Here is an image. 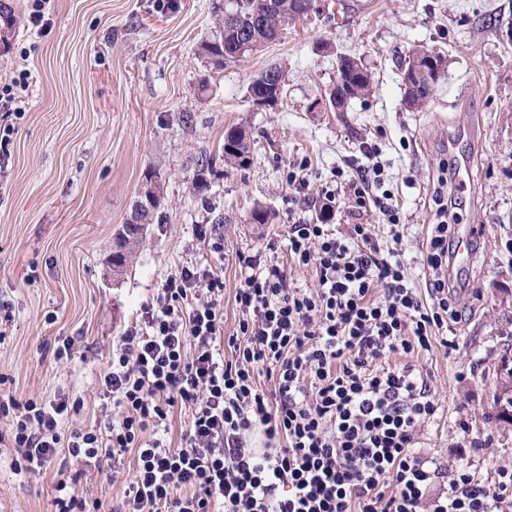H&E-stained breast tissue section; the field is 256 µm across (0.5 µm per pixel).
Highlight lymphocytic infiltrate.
<instances>
[{
	"mask_svg": "<svg viewBox=\"0 0 512 512\" xmlns=\"http://www.w3.org/2000/svg\"><path fill=\"white\" fill-rule=\"evenodd\" d=\"M30 77L22 68L0 81V159L25 117ZM447 187L440 172L424 257L433 276L422 291L401 249L380 243L374 216L396 227L402 214L377 164L336 168L321 187L328 205L349 209L347 232L300 214L288 226L287 262L272 241L239 254L235 335L224 334L222 270L178 268L112 350L102 392L113 416L103 425L70 427L80 405L61 391L0 401L15 470L40 471L63 450L96 465L133 453L116 512H504L511 467L489 488L466 467L415 451L438 400L428 375L389 362L455 346L446 335L461 317ZM293 264L312 268L316 286H299ZM180 408L189 420L175 448L169 422ZM258 434L264 447L252 444Z\"/></svg>",
	"mask_w": 512,
	"mask_h": 512,
	"instance_id": "f902f5d3",
	"label": "lymphocytic infiltrate"
}]
</instances>
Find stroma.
I'll use <instances>...</instances> for the list:
<instances>
[{
    "instance_id": "stroma-1",
    "label": "stroma",
    "mask_w": 512,
    "mask_h": 512,
    "mask_svg": "<svg viewBox=\"0 0 512 512\" xmlns=\"http://www.w3.org/2000/svg\"><path fill=\"white\" fill-rule=\"evenodd\" d=\"M213 0H55L51 31L21 29L17 43L38 42L28 59L0 55V80L18 66L31 72L29 105L8 162L0 164V393L49 397L64 390L84 402L78 422L101 420V379L113 341L135 321L142 301L178 267L211 264L224 274V333L239 329L234 293L239 253L284 241L293 211L318 222L323 177L379 159L403 214L405 264L424 286L423 256L434 222L433 178L440 164L469 159L455 176L462 202L456 231L489 225L471 258L457 257L456 347L393 356L430 373L439 403L421 426L417 450L462 464L484 485L512 467V424L498 419L500 360L512 346V0H319V13L283 27L278 37L217 69L196 49L214 27ZM420 45L445 60L426 108L403 104L401 69ZM355 57L375 80L370 97L346 112H314L311 103L336 81V58ZM284 72L287 96L274 110L246 94L267 67ZM248 126L246 168L216 164L196 191L198 161L216 152L225 131ZM308 162L305 195L288 184V165ZM166 176L164 199L121 274L112 254L129 221L144 172ZM275 215L256 225L253 203ZM222 219L224 253L194 234ZM74 357L57 363L59 339ZM0 444V512H54L58 471L75 490L112 512L132 477V453L115 456L117 476L68 455L43 471L16 473Z\"/></svg>"
}]
</instances>
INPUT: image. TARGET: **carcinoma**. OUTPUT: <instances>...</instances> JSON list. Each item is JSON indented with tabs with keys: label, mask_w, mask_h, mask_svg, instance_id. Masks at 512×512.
<instances>
[{
	"label": "carcinoma",
	"mask_w": 512,
	"mask_h": 512,
	"mask_svg": "<svg viewBox=\"0 0 512 512\" xmlns=\"http://www.w3.org/2000/svg\"><path fill=\"white\" fill-rule=\"evenodd\" d=\"M312 2L313 0H217L212 7L215 34L199 43L197 54L216 68H222L227 63H235L247 54V51L242 49L243 35L251 34L261 45L272 41L276 39L282 25L299 20L313 11ZM20 24L21 20L13 7L5 0H0V28L6 32L5 37H0V52L10 49ZM266 82L279 86L281 96H286L283 72L277 66L268 67L252 79L247 92L257 91V87ZM372 90L371 73L351 75L350 87L343 94L345 104L370 95ZM250 150V136L246 129L242 126L231 127L224 134V143L220 146L218 154H204L201 158V167L211 173L214 171L213 162L219 158L231 168H244L250 163ZM163 189L160 174L154 172L145 178L138 196L153 198V209L156 210L161 205ZM142 240L143 235L132 231L118 238L117 244L121 252L116 254L117 260L112 262L113 271L117 272L125 265L127 254ZM501 373L507 383L502 388V394L498 396V403L502 408L503 418L509 420L512 418V366H501Z\"/></svg>",
	"instance_id": "carcinoma-1"
}]
</instances>
